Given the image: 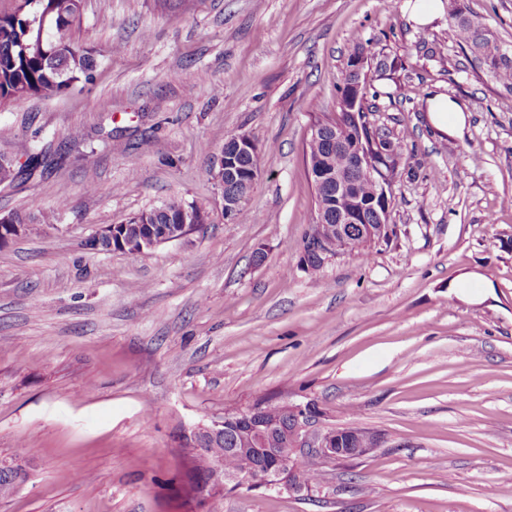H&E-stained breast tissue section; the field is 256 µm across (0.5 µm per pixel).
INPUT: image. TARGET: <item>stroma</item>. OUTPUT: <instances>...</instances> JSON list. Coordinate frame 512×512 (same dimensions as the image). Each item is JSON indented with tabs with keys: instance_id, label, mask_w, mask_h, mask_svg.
I'll return each instance as SVG.
<instances>
[{
	"instance_id": "1",
	"label": "stroma",
	"mask_w": 512,
	"mask_h": 512,
	"mask_svg": "<svg viewBox=\"0 0 512 512\" xmlns=\"http://www.w3.org/2000/svg\"><path fill=\"white\" fill-rule=\"evenodd\" d=\"M405 3L86 0L92 80L0 109L1 153L88 136L83 159L0 185L2 216L69 201L0 246V459L29 471L0 512H512V110L456 37L480 28L512 58V0H443L425 28ZM368 44L394 63L367 71L369 119L407 138L416 175L366 261L307 269L309 128ZM432 92L466 104L462 132L434 130ZM241 133L261 147L256 223L225 221L210 176ZM171 201L210 224L142 254L88 249ZM261 400L380 443L309 492L194 494L193 430Z\"/></svg>"
}]
</instances>
